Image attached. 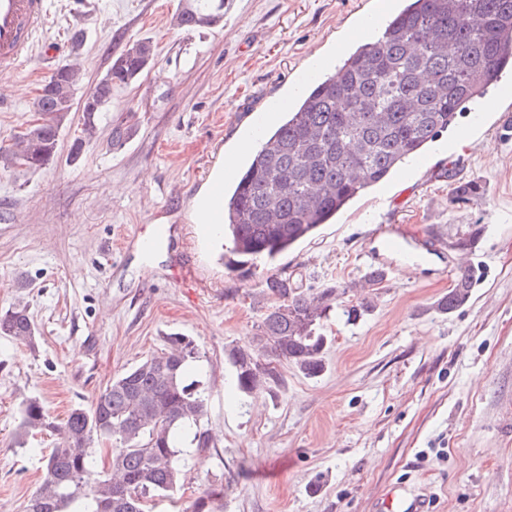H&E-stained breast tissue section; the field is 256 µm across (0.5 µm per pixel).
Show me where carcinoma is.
I'll use <instances>...</instances> for the list:
<instances>
[{
    "mask_svg": "<svg viewBox=\"0 0 512 512\" xmlns=\"http://www.w3.org/2000/svg\"><path fill=\"white\" fill-rule=\"evenodd\" d=\"M224 15V0H186L174 24L210 25ZM148 38L131 41L82 101L81 136L70 162L96 138L100 114L112 88L137 80L154 61ZM512 66V0H408L389 17L381 35L352 49L329 74L282 111L278 125L248 157L236 183L224 194L228 269L272 262L330 224L350 203L422 153L450 127L466 104L485 95ZM82 81L80 69L62 64L42 83L34 105L40 118L0 145V166L37 171L57 157L60 130ZM477 224H458L448 249L471 250ZM478 277L462 270L437 308L451 313L468 303ZM264 291L274 303L257 332L230 349L237 389L244 395L277 386L284 364L312 378L324 370L327 337L322 322L346 289L328 285L316 293L268 276ZM37 327L24 306L0 311V336L35 347ZM167 349L127 369L99 395L91 409H71L58 423L36 396L21 401L15 443L50 432L60 445L44 456L45 475L24 512H147L156 497H173L192 454L181 446L191 436L194 451L215 447L201 425L206 414L202 384L187 381L202 360L196 341L166 336ZM115 441L108 467L98 469L94 444ZM215 488L194 500L191 512H218Z\"/></svg>",
    "mask_w": 512,
    "mask_h": 512,
    "instance_id": "obj_1",
    "label": "carcinoma"
}]
</instances>
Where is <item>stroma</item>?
Here are the masks:
<instances>
[{"mask_svg": "<svg viewBox=\"0 0 512 512\" xmlns=\"http://www.w3.org/2000/svg\"><path fill=\"white\" fill-rule=\"evenodd\" d=\"M224 0L220 23L177 29L183 0H48L31 53L0 79V143L36 120L34 99L57 66L79 60L89 91L130 40L154 43L153 65L112 92L95 139L68 160L82 113L72 109L58 157L32 173L0 167V311L25 305L35 346L0 337V512H24L57 436L15 447L23 397L63 420L91 407L112 378L164 351L165 337H193L205 357L203 420L218 442L189 462L175 500L152 512H190L202 489L224 490L221 512H374L390 491L424 498L429 512H512V111L498 89L481 124L471 113L432 142L422 166L405 165L360 196L332 224L247 273L228 271L223 239L196 221V202L222 181L253 113L285 98L306 65L331 71L369 41L374 2ZM87 39L73 52L68 28ZM135 135L109 146L118 125ZM461 181L483 195L451 198ZM390 197V233L415 249L447 240L457 224L483 232L471 253L446 251L386 273L374 307L356 322L324 320L332 341L315 378L283 366L272 391L235 388L226 354L252 336L271 298L267 276L358 295L379 249L368 219ZM165 228L157 236V228ZM156 238L141 249L138 238ZM476 268L471 300L437 310L456 275ZM189 272L182 287L177 272Z\"/></svg>", "mask_w": 512, "mask_h": 512, "instance_id": "obj_1", "label": "stroma"}]
</instances>
